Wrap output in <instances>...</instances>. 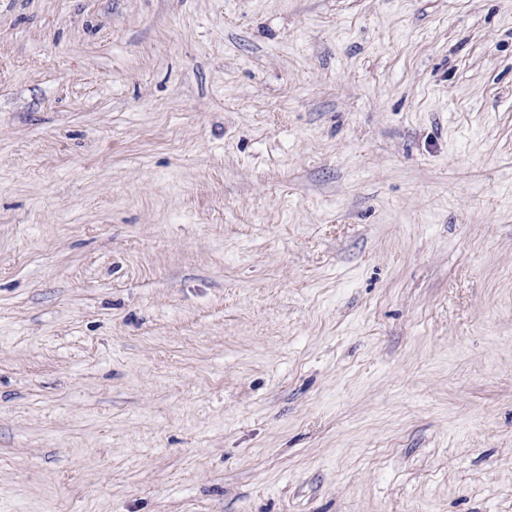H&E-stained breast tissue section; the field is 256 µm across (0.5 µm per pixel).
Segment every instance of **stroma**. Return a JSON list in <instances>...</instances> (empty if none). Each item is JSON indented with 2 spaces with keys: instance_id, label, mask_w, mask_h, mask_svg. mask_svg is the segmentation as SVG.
Wrapping results in <instances>:
<instances>
[{
  "instance_id": "1",
  "label": "stroma",
  "mask_w": 512,
  "mask_h": 512,
  "mask_svg": "<svg viewBox=\"0 0 512 512\" xmlns=\"http://www.w3.org/2000/svg\"><path fill=\"white\" fill-rule=\"evenodd\" d=\"M0 512H512V0H0Z\"/></svg>"
}]
</instances>
